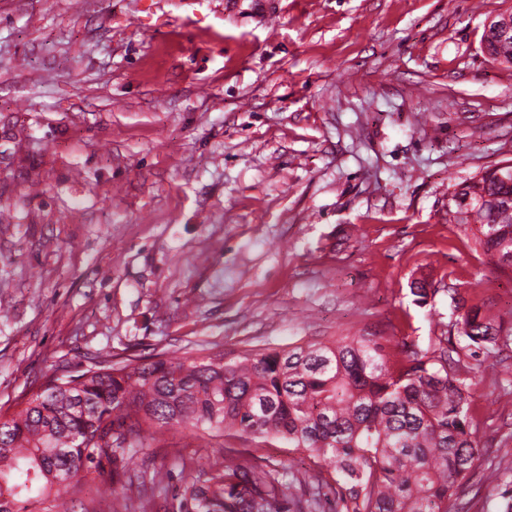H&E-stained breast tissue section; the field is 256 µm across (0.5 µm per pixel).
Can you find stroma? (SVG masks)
<instances>
[{
  "mask_svg": "<svg viewBox=\"0 0 512 512\" xmlns=\"http://www.w3.org/2000/svg\"><path fill=\"white\" fill-rule=\"evenodd\" d=\"M512 0H0V416L100 353L234 357L447 332L452 299L512 327V274L448 196L512 161ZM429 282L427 305L414 280ZM481 466L512 448V346L480 358ZM224 454L314 481L248 435ZM132 504L178 512L208 436H128ZM166 479L144 489L137 473ZM512 459L460 512H505ZM509 12L512 16V10L510 9L505 11ZM509 14H501L497 13L491 15L487 18L485 23V28L487 31H490L498 36V40L500 41H510V37L512 36V17ZM484 29L482 43L492 45L489 48L488 53L490 54V58L495 61H501L497 57L499 55H503L505 57V61L503 63H512V42L507 45H493L495 42H498L496 37L488 34ZM512 38V37H511Z\"/></svg>",
  "mask_w": 512,
  "mask_h": 512,
  "instance_id": "stroma-1",
  "label": "stroma"
}]
</instances>
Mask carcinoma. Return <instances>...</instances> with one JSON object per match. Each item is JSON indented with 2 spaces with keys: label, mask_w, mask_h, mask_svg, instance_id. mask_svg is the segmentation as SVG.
<instances>
[{
  "label": "carcinoma",
  "mask_w": 512,
  "mask_h": 512,
  "mask_svg": "<svg viewBox=\"0 0 512 512\" xmlns=\"http://www.w3.org/2000/svg\"><path fill=\"white\" fill-rule=\"evenodd\" d=\"M490 58L512 63V42ZM453 220L472 224L484 251L512 271V185L483 171L451 193ZM458 336H437L400 358L375 336L333 344L265 349L232 358L215 353L158 355L145 362L111 354L84 370H64L34 387L0 426V512H55L79 500L104 458H124L127 435L144 443L155 430L226 432L281 442L307 454L342 490L345 512H455L480 450L469 406L475 398L470 357L512 344L478 305L453 300ZM112 477L102 500L123 502ZM182 512H318L320 490L304 498L297 478L283 480L245 457L215 461L185 481Z\"/></svg>",
  "instance_id": "obj_1"
}]
</instances>
